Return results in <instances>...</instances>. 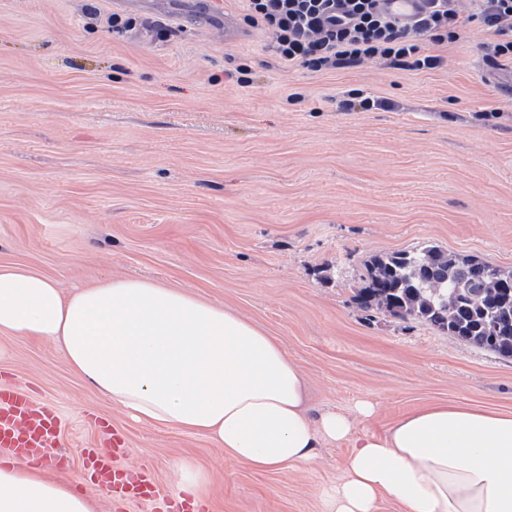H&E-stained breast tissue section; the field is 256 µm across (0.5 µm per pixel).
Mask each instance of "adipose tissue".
<instances>
[{
	"label": "adipose tissue",
	"mask_w": 512,
	"mask_h": 512,
	"mask_svg": "<svg viewBox=\"0 0 512 512\" xmlns=\"http://www.w3.org/2000/svg\"><path fill=\"white\" fill-rule=\"evenodd\" d=\"M47 340L73 375L134 420L197 433L258 472L306 468L349 442L323 512H512V412L435 403L382 436L353 413L312 416L305 377L280 343L234 310L182 288L108 278L64 291L53 278L0 265V343ZM0 512H94L44 468L0 464Z\"/></svg>",
	"instance_id": "adipose-tissue-1"
}]
</instances>
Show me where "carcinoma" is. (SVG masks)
I'll list each match as a JSON object with an SVG mask.
<instances>
[{
  "instance_id": "carcinoma-1",
  "label": "carcinoma",
  "mask_w": 512,
  "mask_h": 512,
  "mask_svg": "<svg viewBox=\"0 0 512 512\" xmlns=\"http://www.w3.org/2000/svg\"><path fill=\"white\" fill-rule=\"evenodd\" d=\"M353 300L512 359V271L473 256L431 243L374 256Z\"/></svg>"
}]
</instances>
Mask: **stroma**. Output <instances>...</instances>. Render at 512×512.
<instances>
[{"instance_id":"35a3bbf8","label":"stroma","mask_w":512,"mask_h":512,"mask_svg":"<svg viewBox=\"0 0 512 512\" xmlns=\"http://www.w3.org/2000/svg\"><path fill=\"white\" fill-rule=\"evenodd\" d=\"M133 19L114 33L112 15ZM242 0H0V264L63 287L137 278L229 307L275 337L312 415L375 413L382 435L427 403L512 412V359L356 305L376 254L431 242L512 270V72L472 25L426 53L312 71L281 61ZM247 83H239L238 70ZM378 99L344 108L350 90ZM0 371L34 387L77 458L97 412L175 487L188 457L212 476L208 512H321L350 450L255 472L204 437L139 423L71 373L48 341L6 344Z\"/></svg>"}]
</instances>
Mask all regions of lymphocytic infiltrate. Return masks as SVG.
<instances>
[{"mask_svg":"<svg viewBox=\"0 0 512 512\" xmlns=\"http://www.w3.org/2000/svg\"><path fill=\"white\" fill-rule=\"evenodd\" d=\"M495 35L487 46L490 65L512 69V0H428L412 22L393 18L380 0H245V24L269 31L284 62L314 71L385 59L411 69H434L437 55L420 41L442 45L459 38L466 20Z\"/></svg>","mask_w":512,"mask_h":512,"instance_id":"obj_1","label":"lymphocytic infiltrate"}]
</instances>
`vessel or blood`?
Wrapping results in <instances>:
<instances>
[{"label": "vessel or blood", "instance_id": "1", "mask_svg": "<svg viewBox=\"0 0 512 512\" xmlns=\"http://www.w3.org/2000/svg\"><path fill=\"white\" fill-rule=\"evenodd\" d=\"M381 4L401 21L412 19L423 6L422 0H381ZM87 422L99 430L100 443L82 449L78 477L105 490L114 512H127L129 506L139 503L150 504L152 512H206L205 506L192 497L164 487L151 464H141L135 470L126 468L123 458L128 439L124 432L108 428L92 413ZM62 438V418L56 408L0 373V448L6 449L10 457L37 466L52 449L61 447Z\"/></svg>", "mask_w": 512, "mask_h": 512}]
</instances>
